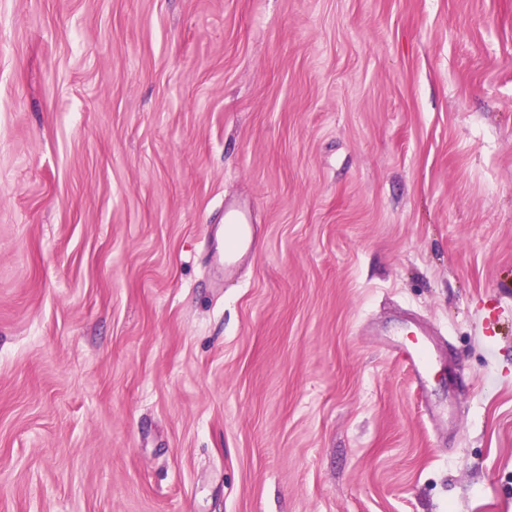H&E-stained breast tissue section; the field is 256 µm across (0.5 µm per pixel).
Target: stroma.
<instances>
[{"label": "stroma", "instance_id": "35a3bbf8", "mask_svg": "<svg viewBox=\"0 0 512 512\" xmlns=\"http://www.w3.org/2000/svg\"><path fill=\"white\" fill-rule=\"evenodd\" d=\"M0 512H512V0H0ZM228 224L224 225V270L232 269L240 254L251 246V224H244L240 211L225 207Z\"/></svg>", "mask_w": 512, "mask_h": 512}]
</instances>
